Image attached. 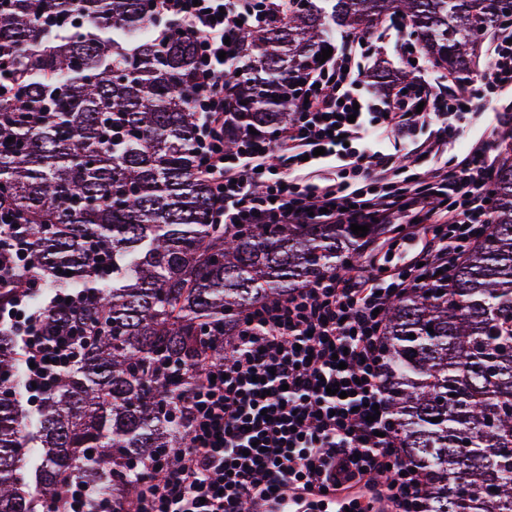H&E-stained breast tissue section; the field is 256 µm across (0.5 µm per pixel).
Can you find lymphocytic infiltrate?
Returning a JSON list of instances; mask_svg holds the SVG:
<instances>
[{"mask_svg":"<svg viewBox=\"0 0 512 512\" xmlns=\"http://www.w3.org/2000/svg\"><path fill=\"white\" fill-rule=\"evenodd\" d=\"M292 0H155L154 16L197 38L191 107L200 115L198 173L213 185L216 224H371L364 263L254 306L186 397L188 439L176 462L153 460L134 491L142 512H264L288 490L356 492L382 512H425L428 486L403 448L382 380L384 313L423 288H445L488 232L503 143L512 138V18L475 78L430 73L400 16L378 39L417 74L383 94L362 90L364 33L328 39L275 139L227 146L241 36L277 27ZM493 119L465 152L448 148L469 112ZM426 129L424 138L415 132ZM418 252L388 255L404 244ZM339 386L336 395L327 394Z\"/></svg>","mask_w":512,"mask_h":512,"instance_id":"1","label":"lymphocytic infiltrate"}]
</instances>
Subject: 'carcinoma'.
I'll return each mask as SVG.
<instances>
[{"label": "carcinoma", "mask_w": 512, "mask_h": 512, "mask_svg": "<svg viewBox=\"0 0 512 512\" xmlns=\"http://www.w3.org/2000/svg\"><path fill=\"white\" fill-rule=\"evenodd\" d=\"M151 3L0 0V375L12 388L0 396V512H63L70 478L96 512L95 498L136 484L158 454L176 457L184 397L242 314L360 254L349 224L211 223L189 106L196 39L163 18L158 42ZM509 10L333 0L328 14L296 0L278 28L243 36L248 63L228 76L237 135L272 137L292 120V87L329 20L361 32L400 12L461 76ZM494 193V222L451 285L386 312L383 378L429 512H512V156ZM20 306L40 342L68 348L30 410Z\"/></svg>", "instance_id": "obj_1"}]
</instances>
